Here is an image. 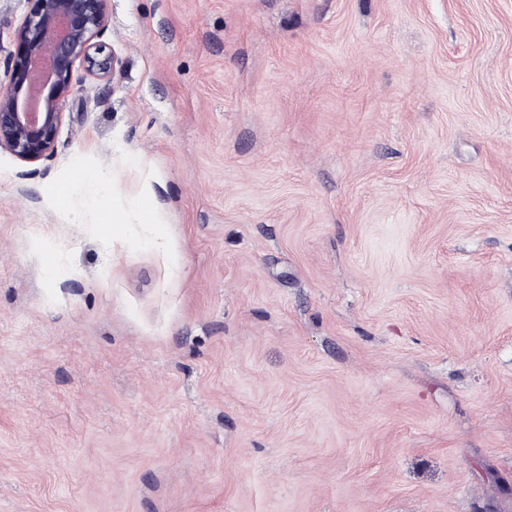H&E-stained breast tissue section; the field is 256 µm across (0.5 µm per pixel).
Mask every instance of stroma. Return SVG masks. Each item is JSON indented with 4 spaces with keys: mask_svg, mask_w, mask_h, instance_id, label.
<instances>
[{
    "mask_svg": "<svg viewBox=\"0 0 512 512\" xmlns=\"http://www.w3.org/2000/svg\"><path fill=\"white\" fill-rule=\"evenodd\" d=\"M102 8L0 150V512H512V0ZM90 178L88 171L81 165H77L71 172L67 182L60 185L53 204L60 208L66 209L68 206L72 186L77 183H81Z\"/></svg>",
    "mask_w": 512,
    "mask_h": 512,
    "instance_id": "1",
    "label": "stroma"
}]
</instances>
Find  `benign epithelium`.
<instances>
[{
    "instance_id": "7a95c632",
    "label": "benign epithelium",
    "mask_w": 512,
    "mask_h": 512,
    "mask_svg": "<svg viewBox=\"0 0 512 512\" xmlns=\"http://www.w3.org/2000/svg\"><path fill=\"white\" fill-rule=\"evenodd\" d=\"M102 0H33L7 57L8 89L0 94V149L35 163L54 153L55 136L81 66L107 80L120 64L102 41Z\"/></svg>"
}]
</instances>
